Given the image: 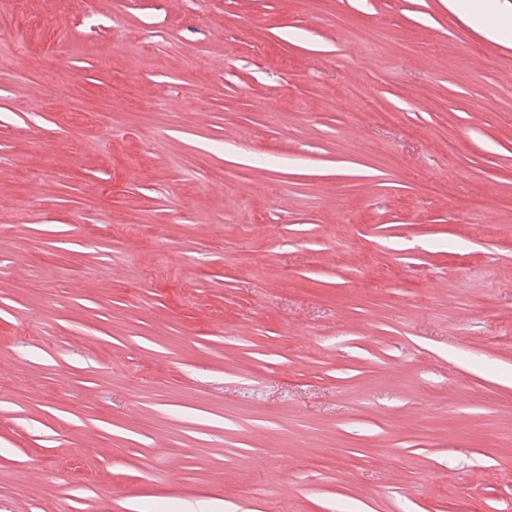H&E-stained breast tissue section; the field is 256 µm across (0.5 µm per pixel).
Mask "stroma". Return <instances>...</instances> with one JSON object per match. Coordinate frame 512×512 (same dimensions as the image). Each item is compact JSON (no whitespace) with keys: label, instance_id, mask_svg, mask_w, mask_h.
Listing matches in <instances>:
<instances>
[{"label":"stroma","instance_id":"1","mask_svg":"<svg viewBox=\"0 0 512 512\" xmlns=\"http://www.w3.org/2000/svg\"><path fill=\"white\" fill-rule=\"evenodd\" d=\"M306 2L0 0V512H512V0ZM41 87L42 98H50L67 91L68 86L60 81L56 74V68L49 65L44 74L39 71L36 81Z\"/></svg>","mask_w":512,"mask_h":512}]
</instances>
